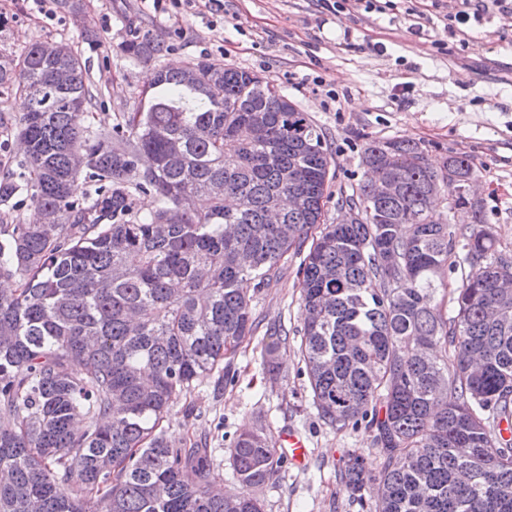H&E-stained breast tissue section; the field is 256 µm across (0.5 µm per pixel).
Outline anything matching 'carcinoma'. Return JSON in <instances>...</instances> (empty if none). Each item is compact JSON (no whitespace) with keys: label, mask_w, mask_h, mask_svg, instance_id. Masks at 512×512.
Returning a JSON list of instances; mask_svg holds the SVG:
<instances>
[{"label":"carcinoma","mask_w":512,"mask_h":512,"mask_svg":"<svg viewBox=\"0 0 512 512\" xmlns=\"http://www.w3.org/2000/svg\"><path fill=\"white\" fill-rule=\"evenodd\" d=\"M53 45L0 52V87L27 103L3 117L25 170L0 182V205L25 192L41 213L0 224V278L19 281L0 291V512H264L163 422L255 330L241 284L267 286L308 240L299 351L313 403L338 429L366 424L381 459L350 454L339 479L362 507L375 489L368 512H512V289L496 287L512 257L461 194L469 156L436 170L416 144L372 139L361 163L398 192L377 199L365 181L336 202L358 222L330 224L325 136L269 82L203 58L159 67L131 111L94 129L102 91L81 54L51 58ZM167 50L149 29L120 44L136 61ZM445 195L469 226L435 217ZM460 238L468 270L447 318L434 293ZM282 462L261 429L231 449L253 487Z\"/></svg>","instance_id":"carcinoma-1"}]
</instances>
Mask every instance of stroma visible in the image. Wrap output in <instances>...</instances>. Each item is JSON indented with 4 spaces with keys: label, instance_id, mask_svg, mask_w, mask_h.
Returning a JSON list of instances; mask_svg holds the SVG:
<instances>
[{
    "label": "stroma",
    "instance_id": "35a3bbf8",
    "mask_svg": "<svg viewBox=\"0 0 512 512\" xmlns=\"http://www.w3.org/2000/svg\"><path fill=\"white\" fill-rule=\"evenodd\" d=\"M424 15L423 32L410 26L408 9ZM459 0H388L384 10L350 0L340 15L320 0H224L215 15L199 7L161 13L151 0H82L73 15L55 0H0L8 24L7 52L20 55L43 40H65L78 50L91 84L105 98L93 106V126H108L147 84L153 64L132 61L119 46L137 26L156 29L170 45L162 65L179 67L200 57L257 73L308 112L332 155L335 198L367 178L360 164L365 143L397 138L419 144L434 167L449 155H469L486 224L500 250L512 255V11L444 30V14ZM102 36L83 43V28ZM323 85H316L315 77ZM333 202L328 220L339 212ZM301 255L289 254L270 285L253 296L258 325L224 367L199 377L173 405L165 423L176 438L205 442L225 491L242 485L230 466L239 434L258 428L272 435L297 429L310 455L304 467L287 463L264 486L250 488L265 512H362L336 475L351 453L377 459L372 432L339 431L315 409L297 353L302 327L296 272ZM284 335L279 368L268 371L264 349Z\"/></svg>",
    "mask_w": 512,
    "mask_h": 512
}]
</instances>
